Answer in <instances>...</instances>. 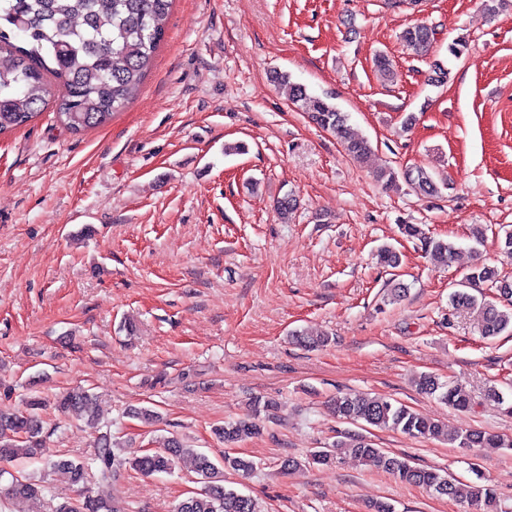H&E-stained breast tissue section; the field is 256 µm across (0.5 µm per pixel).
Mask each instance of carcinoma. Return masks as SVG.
<instances>
[{
	"mask_svg": "<svg viewBox=\"0 0 512 512\" xmlns=\"http://www.w3.org/2000/svg\"><path fill=\"white\" fill-rule=\"evenodd\" d=\"M172 0H0V135L26 125L35 118L52 95L46 75L58 80L56 118L73 132L105 123L113 113L127 106L139 93L146 73L163 40ZM21 35L27 46L11 42ZM404 45L416 55L427 54L435 37L434 30L416 24L400 35ZM276 82L288 86V98L299 111L324 130L333 131L346 154L362 162L371 152L368 140L356 135L346 115L320 97L307 93L304 86L278 74ZM414 192L432 196L439 187L433 175L423 167L408 173ZM402 233L420 240L428 257L437 264H448L454 254L453 244L426 236L416 224L401 225ZM465 283H488L498 294L511 299L512 283L499 278L488 266H475L464 277ZM452 308L479 312L482 336L494 338L512 329V309H503L493 301L481 303L465 291L450 297ZM418 390L437 398L455 410H467L471 395L462 387L442 383L430 373L416 378ZM41 402L29 403V410H0V463L17 459L32 460L40 455L42 426L36 410ZM272 403L255 401L251 417L230 421L215 429L217 439L230 448L262 431L259 417ZM56 409L62 415L76 414L97 433L95 446L86 462L59 460L51 468L74 484H83L89 470L102 481L130 467L145 475L170 473L179 463L189 465L204 480L203 493L181 500L174 512H260L256 500L224 486V472L247 477L255 463L225 452L222 465L208 455L185 446L176 437L151 453L129 455L112 433L102 431L94 395L74 389L60 397ZM328 409L338 420L364 422L378 428L400 431L411 437L448 440L460 448L501 446L499 436L481 429L448 433L440 422L427 418L403 404L361 393H345L328 401ZM360 462H371L379 470L408 484L425 488L437 496H446L468 504L470 512H498L499 497L488 485H472L441 474L436 469L416 467L401 456L391 455L361 435H349L334 448H319L308 461L318 465L336 462V449ZM45 486L24 477H12L0 487V496L9 501L13 512H23L22 504L44 492ZM55 512H121L107 501L85 498L62 503Z\"/></svg>",
	"mask_w": 512,
	"mask_h": 512,
	"instance_id": "1",
	"label": "carcinoma"
}]
</instances>
